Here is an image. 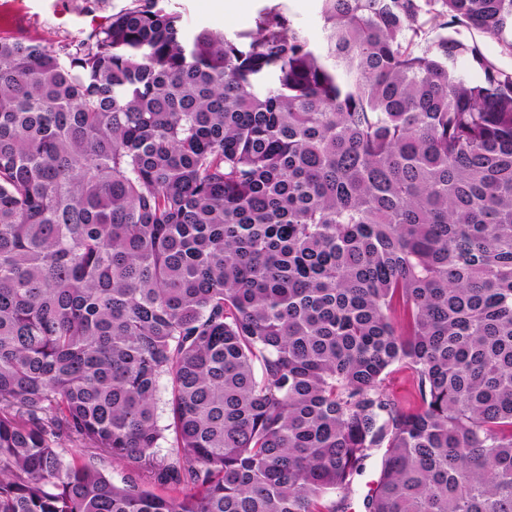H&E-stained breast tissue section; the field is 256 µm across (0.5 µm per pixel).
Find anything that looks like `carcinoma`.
I'll list each match as a JSON object with an SVG mask.
<instances>
[{"instance_id":"obj_1","label":"carcinoma","mask_w":512,"mask_h":512,"mask_svg":"<svg viewBox=\"0 0 512 512\" xmlns=\"http://www.w3.org/2000/svg\"><path fill=\"white\" fill-rule=\"evenodd\" d=\"M321 2L0 38V512H512V0ZM224 4V6H223ZM320 0H169L170 9L181 13L191 32L202 29L232 38L243 32H255L258 17L275 10L288 17L292 26L302 30L313 44L327 35L320 13ZM463 39L469 43L472 41H476L484 55L496 61L499 65L503 67L509 69L512 68V53H509L502 43L487 40L480 36L479 34H477L476 32H464ZM389 389L405 408L415 406V382L411 371L403 365H395L389 375ZM383 450H375L364 462L362 471L355 476L352 488V506L347 512H363L361 503L363 498L369 494L376 485L380 472V459Z\"/></svg>"}]
</instances>
